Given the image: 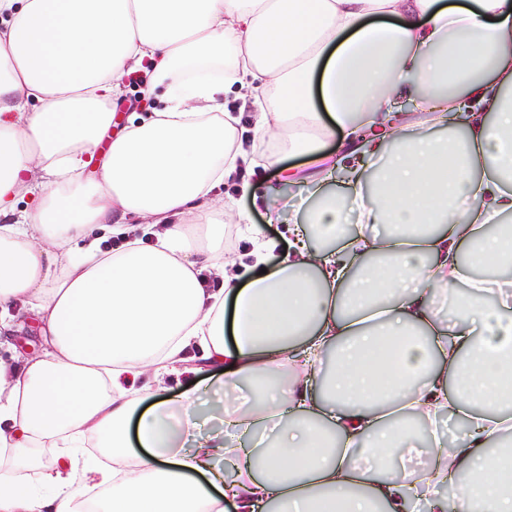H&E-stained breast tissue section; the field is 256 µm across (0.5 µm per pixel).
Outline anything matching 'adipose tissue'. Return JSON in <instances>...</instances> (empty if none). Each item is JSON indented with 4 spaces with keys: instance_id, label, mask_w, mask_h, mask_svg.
Listing matches in <instances>:
<instances>
[{
    "instance_id": "ef3b65f1",
    "label": "adipose tissue",
    "mask_w": 512,
    "mask_h": 512,
    "mask_svg": "<svg viewBox=\"0 0 512 512\" xmlns=\"http://www.w3.org/2000/svg\"><path fill=\"white\" fill-rule=\"evenodd\" d=\"M146 65L163 108L110 136ZM415 98L424 119L399 120ZM337 129L346 164L322 151ZM287 155L318 164L316 202L285 249L226 258L213 189ZM511 215L512 0H0V309L44 337L0 356V512H79L91 489L96 512H447L459 484V512H512L491 453L512 431ZM462 282L458 319L435 320ZM186 363L194 384L158 398ZM259 382L222 430L178 421ZM447 414L465 437L414 482L388 475ZM84 443L111 465L74 460ZM45 447L66 459L48 497L19 477Z\"/></svg>"
}]
</instances>
